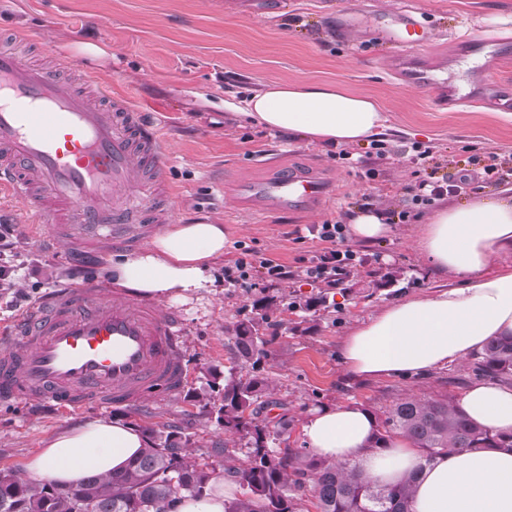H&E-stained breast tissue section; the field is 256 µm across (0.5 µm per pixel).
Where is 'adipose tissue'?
Returning a JSON list of instances; mask_svg holds the SVG:
<instances>
[{
    "instance_id": "1",
    "label": "adipose tissue",
    "mask_w": 512,
    "mask_h": 512,
    "mask_svg": "<svg viewBox=\"0 0 512 512\" xmlns=\"http://www.w3.org/2000/svg\"><path fill=\"white\" fill-rule=\"evenodd\" d=\"M224 108L266 130L329 146L374 140L389 127L376 100L326 82L271 83L225 101ZM226 245L223 225L172 224L142 250L109 261L103 272L144 296L180 300L217 287L214 264ZM413 247L439 283L429 294L382 306L352 325L339 354L354 378L423 376L512 336V187L432 212ZM457 404L475 424L512 432V385L476 381ZM375 426L373 416L353 402L307 410L301 420L305 446L317 457L352 463L380 485L413 478L414 512H512V450L442 453L428 461L404 438L372 447ZM144 446L143 434L131 425L91 418L45 442L27 470L33 481L72 487L90 475L122 471Z\"/></svg>"
}]
</instances>
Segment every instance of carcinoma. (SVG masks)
Returning <instances> with one entry per match:
<instances>
[{
	"label": "carcinoma",
	"mask_w": 512,
	"mask_h": 512,
	"mask_svg": "<svg viewBox=\"0 0 512 512\" xmlns=\"http://www.w3.org/2000/svg\"><path fill=\"white\" fill-rule=\"evenodd\" d=\"M257 319L234 329L235 359L260 366L267 353L262 324L268 305ZM473 371L491 381L512 380V336L491 340L474 355ZM268 381L243 377L228 369L221 385L216 420L228 433L249 438L245 459L224 469L242 488L225 512H412L411 482L377 485L345 463H329L299 449L277 455L269 442L289 427L256 418ZM407 438L426 459L472 448H512V433L495 432L472 423L453 397L410 395L395 401L377 424L374 444L386 448L395 436ZM145 448L129 467L108 478L91 476L74 489L36 484L13 470H0V512H166L182 496L201 497L209 490L214 468L191 450L180 428L143 430Z\"/></svg>",
	"instance_id": "cac0c4a2"
}]
</instances>
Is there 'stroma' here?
Masks as SVG:
<instances>
[{
    "instance_id": "1",
    "label": "stroma",
    "mask_w": 512,
    "mask_h": 512,
    "mask_svg": "<svg viewBox=\"0 0 512 512\" xmlns=\"http://www.w3.org/2000/svg\"><path fill=\"white\" fill-rule=\"evenodd\" d=\"M408 11L430 27L429 42L418 48L423 63L456 60L472 89L470 99L445 109L440 88L407 85L403 68L392 59L394 47L377 30ZM21 30L36 39L28 49L33 59L41 58L38 44L46 42L83 77L130 95L167 143L166 182L177 198L172 223L223 225L228 260L240 242L295 268L321 249L319 224L362 211L401 210L419 179L411 160L416 144L431 147L427 167L436 176L471 177L464 191L442 197V204L495 197L512 186V0H0V32ZM473 35L485 48L457 59L460 41ZM85 44L103 48L104 56L84 54ZM484 65L496 71L500 87L484 85ZM308 81L334 83L384 107L395 129L384 145L385 159L368 142L350 145L347 162L315 141L265 131L224 110L227 94L245 95L270 82ZM489 149L504 163L487 180L475 175L469 159ZM289 170L327 178L332 197L290 218L266 211L242 190ZM1 224L20 227L5 256L20 272L14 289H0V327L22 313L10 304L14 291L40 302L56 289L101 279L103 266L127 252L123 246L102 253L47 241L43 225L30 223L7 199L0 201ZM417 226L414 220L393 224L376 240L351 241L364 263L332 288L298 279L274 286L260 280L250 288L203 289L159 303V311L182 313V392L134 409L60 411L29 399L0 403V469L25 472L44 440L95 416L120 418L140 429L180 424L196 452H211L216 471L239 463L244 440L225 433L190 394L232 366L234 327L256 316L253 303L264 297L275 305L266 331L271 343L263 373L271 386L262 416L290 423L276 451L302 447L300 419L314 407L352 401L378 417L408 395L460 396L476 379L469 359L424 377L357 381L338 358V345L356 320L435 288V273L411 243ZM390 271L398 272L397 281L380 285ZM310 297L320 304L304 316L284 313L288 302Z\"/></svg>"
}]
</instances>
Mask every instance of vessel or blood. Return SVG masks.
I'll list each match as a JSON object with an SVG mask.
<instances>
[{"label":"vessel or blood","instance_id":"obj_1","mask_svg":"<svg viewBox=\"0 0 512 512\" xmlns=\"http://www.w3.org/2000/svg\"><path fill=\"white\" fill-rule=\"evenodd\" d=\"M388 40L411 86L438 83L416 45L429 33L404 15ZM167 146L139 112L106 87L90 91L0 47V191L20 201L53 237L100 250L137 244L168 223ZM270 208L299 213L328 197L327 181L289 174L246 186ZM183 326L177 312L88 280L56 290L0 334V399L29 396L60 408H134L145 395L174 394L184 383Z\"/></svg>","mask_w":512,"mask_h":512}]
</instances>
